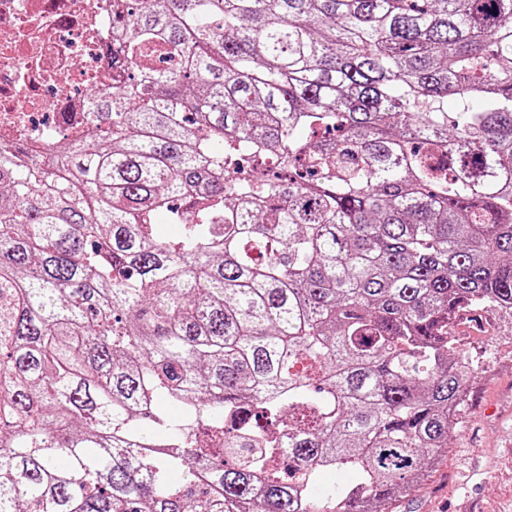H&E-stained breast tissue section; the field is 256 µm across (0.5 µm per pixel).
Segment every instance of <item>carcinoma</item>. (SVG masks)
<instances>
[{
	"instance_id": "obj_1",
	"label": "carcinoma",
	"mask_w": 512,
	"mask_h": 512,
	"mask_svg": "<svg viewBox=\"0 0 512 512\" xmlns=\"http://www.w3.org/2000/svg\"><path fill=\"white\" fill-rule=\"evenodd\" d=\"M112 68L0 149V512H394L512 309V0H139Z\"/></svg>"
}]
</instances>
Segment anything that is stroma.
<instances>
[{"label":"stroma","instance_id":"obj_1","mask_svg":"<svg viewBox=\"0 0 512 512\" xmlns=\"http://www.w3.org/2000/svg\"><path fill=\"white\" fill-rule=\"evenodd\" d=\"M459 337L475 371L448 451L397 512H512V309L489 308Z\"/></svg>","mask_w":512,"mask_h":512}]
</instances>
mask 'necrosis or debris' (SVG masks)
<instances>
[{
    "label": "necrosis or debris",
    "mask_w": 512,
    "mask_h": 512,
    "mask_svg": "<svg viewBox=\"0 0 512 512\" xmlns=\"http://www.w3.org/2000/svg\"><path fill=\"white\" fill-rule=\"evenodd\" d=\"M134 0H0V145L87 132V93L112 85V21Z\"/></svg>",
    "instance_id": "obj_1"
}]
</instances>
